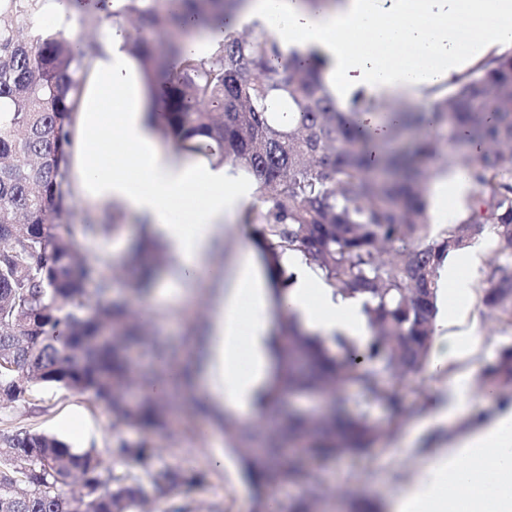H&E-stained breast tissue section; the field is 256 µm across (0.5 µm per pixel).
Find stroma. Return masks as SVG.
Masks as SVG:
<instances>
[{"mask_svg": "<svg viewBox=\"0 0 512 512\" xmlns=\"http://www.w3.org/2000/svg\"><path fill=\"white\" fill-rule=\"evenodd\" d=\"M122 227L112 238L99 243L88 242L86 251L93 252L105 246L114 254L111 272L114 276V299L126 303L135 313L149 322L152 335L168 339L180 353L181 364L193 359L192 346L187 340L186 323L181 308L168 303L155 308L151 297L136 292L130 266L126 258L131 241L138 234V224L122 217ZM250 225L234 222L224 228V240L217 252L207 261L208 272L194 287V305L201 315H208L214 294V276L229 273L238 251L250 240ZM482 331L488 341L487 355L468 366L473 404L486 411H494L493 401L481 395V368L487 360L495 358L500 347L512 344V329L502 327L489 316H481ZM405 412L397 426H390L391 414L382 406L369 405L371 421L379 427H391V434L383 436L361 455L324 458L308 456L304 459L306 471L325 487L342 491L344 497L359 496L374 500L387 512L389 496L403 489L413 478L424 458L438 448L448 445L449 434L459 430L460 422L445 421L429 426L417 437L410 449H403L400 440L407 429L424 418V411L416 407L417 396L408 387H401ZM14 426L30 428L58 436L73 447L96 448L102 458H109L112 442V417L104 407L88 396L71 393L58 386H36L25 403L9 413ZM221 433L208 421L198 420L184 432L155 436L160 450L157 465H180L187 470L204 473L203 485L181 487L174 503H191L195 512H252V488L236 460H229L224 468H216L208 461V450ZM343 497V499H344ZM343 499L330 498L321 505L322 512H345Z\"/></svg>", "mask_w": 512, "mask_h": 512, "instance_id": "35a3bbf8", "label": "stroma"}]
</instances>
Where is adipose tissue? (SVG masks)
Listing matches in <instances>:
<instances>
[{
  "mask_svg": "<svg viewBox=\"0 0 512 512\" xmlns=\"http://www.w3.org/2000/svg\"><path fill=\"white\" fill-rule=\"evenodd\" d=\"M245 0L225 26L194 28L187 55L207 60L226 35L272 34L282 55L317 54L324 80L340 106L355 94L381 102L423 96L495 49L512 48V0ZM158 87L144 78L122 29L100 42L85 78L71 137L69 189L77 201L133 215L166 246L181 289L159 288L157 304L190 298L207 258L254 198L256 183L215 158L164 145L156 114ZM283 265L295 280L274 301L256 253L242 249L228 290L213 297L199 342L193 382L214 414L230 410L258 417L273 370L275 313L298 315L304 328L325 337L365 343L371 329L358 298L333 295L303 259ZM479 259L464 251L439 275L448 303L434 322L439 357L429 369L438 390L429 422L469 414L464 378L443 379L446 367L485 349L478 321L470 320ZM469 321L467 335L453 326ZM394 512H512V402L449 439L392 496Z\"/></svg>",
  "mask_w": 512,
  "mask_h": 512,
  "instance_id": "obj_1",
  "label": "adipose tissue"
}]
</instances>
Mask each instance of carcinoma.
Here are the masks:
<instances>
[{"instance_id": "obj_1", "label": "carcinoma", "mask_w": 512, "mask_h": 512, "mask_svg": "<svg viewBox=\"0 0 512 512\" xmlns=\"http://www.w3.org/2000/svg\"><path fill=\"white\" fill-rule=\"evenodd\" d=\"M243 0H112L111 15L137 28L170 35L162 48L128 37L145 79L167 85L162 134L190 149L216 155L258 180L263 208L243 219L257 224L260 247L274 282L281 260L296 252L320 272L333 294L366 296L372 331L364 349L304 329L293 315L275 341L276 381L262 411L293 396L328 402L321 416L290 407L262 424L273 440L259 447L251 425L226 414L216 418L254 490L253 512H270L275 490L304 485L290 512H310L325 498L318 481L305 478L298 454H358L375 444L380 429L361 411L348 413L336 384L355 383L360 404L401 410L398 385L417 380L431 359L437 312V269L487 232L497 259L489 266L480 303L512 328V52L491 54L439 95L428 112L398 111L388 143L411 127L426 133L408 150L376 152L354 121L338 109L322 82L323 62L283 59L270 34L229 35L206 61L183 53L189 17L222 24ZM37 0H8L12 19L0 24V103L11 113L0 126V403L22 401L31 386H60L87 395L112 414V430L144 434L137 442L117 436L105 467L94 449L76 450L54 435L0 429V512H70L67 487L81 484L83 512H137L167 501L200 478L178 466L155 467L150 435L169 430L182 413L175 399L151 394L156 375L178 391L175 356L122 303L112 300L103 257H87L88 241L120 229L114 211L87 213L75 223L63 188L66 128L73 123L88 53L78 56L60 34L22 40L17 32ZM288 98V122L270 115L268 98ZM433 156L443 170L466 173L474 193L442 231L428 223L420 158ZM160 243L146 234L137 243L135 289H148L164 262ZM146 347L158 369H139L129 358ZM482 379L512 386V345L484 365Z\"/></svg>"}]
</instances>
